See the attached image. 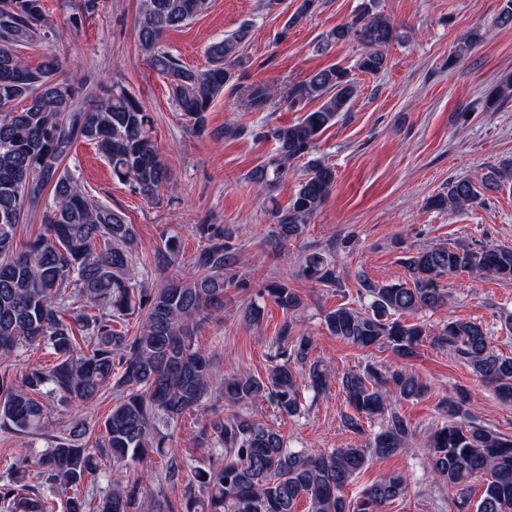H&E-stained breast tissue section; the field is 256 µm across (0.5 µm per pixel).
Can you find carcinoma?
<instances>
[{
	"label": "carcinoma",
	"instance_id": "1",
	"mask_svg": "<svg viewBox=\"0 0 512 512\" xmlns=\"http://www.w3.org/2000/svg\"><path fill=\"white\" fill-rule=\"evenodd\" d=\"M315 0H294L296 8L284 22L285 38L312 9ZM208 8V0H142L136 31L150 65L169 80L178 109L206 127V114L233 80L243 63L242 49L250 30H238L207 47L209 66L189 68L161 46L166 31L188 24ZM55 34L45 0H0V360L31 345L53 355V365H32L17 380L0 374V425L21 435L41 436L47 448L29 473L30 463L10 467L0 485V512H87L80 496L87 477H94L103 460L112 458L110 489L94 506L96 512H137L149 502V512H385L388 504L409 494L410 478L390 474L350 499L344 490L375 458L410 452L415 430L391 408L420 397L425 386L417 376L393 366L374 363L341 377V389L352 413L345 428L365 435L364 420L384 417L363 446H346L318 454L287 446L280 431L251 415L253 404L269 398L283 419L300 414L298 383L316 394L329 388L331 373L310 360L313 340L295 334L292 316L301 298L287 284L271 282L266 293L286 313L274 346V365L264 378L239 371L224 379L227 414L205 421L198 444L219 452L220 462L199 468L184 480V461L167 445L162 429L181 421L213 393L214 362L195 345L194 336L206 324L221 319L224 289L247 291L250 283L235 273L231 232L216 224H198L206 245L194 256V276L176 272L151 290L139 286L132 264L136 233L123 213L93 200L62 164L73 146L94 144L112 171L147 200L158 197L169 180V169L152 135L153 120L139 98L119 86L105 87L98 97L79 100V78L65 71L56 56L30 66L20 48ZM401 33L373 3L339 24L317 43L326 54L339 42L357 41L363 53L355 68L377 74L387 67L385 49ZM358 86L347 68L329 66L313 72L289 92L293 106L315 101L319 106L297 123L263 132L276 143L274 159L253 168L249 182L268 192L277 188L288 166L310 155L319 134L332 125L356 96ZM268 100L261 87L245 90L243 106L258 109ZM512 177V161L491 167L476 184L455 181L448 194L429 200V207L465 210L484 202L483 192ZM336 183V169L310 161L305 179L288 207L273 211L270 243L283 246L303 233ZM52 201H43L46 190ZM42 210V231L17 248L20 224ZM181 242L167 238L151 256L153 267L165 273L179 264ZM409 278L401 282L359 279L365 309L343 304L325 315V326L336 338L361 349L387 347L397 358L412 360L423 340L450 349L472 369L478 382L492 388L504 403L512 402V356L499 354L482 324L448 319L440 329L399 317L448 304L439 280L466 272L474 278L512 283V248L457 242L452 246H419L404 255ZM298 275L313 285L334 286L335 266L313 252ZM96 314H89L90 310ZM136 313L139 332L128 336L114 323ZM123 396L103 419L104 434L95 451L83 447L88 428L73 422L52 432L47 405L54 401L90 402L108 385ZM469 394L459 389L444 403L445 420L424 443L423 471L455 490L452 504L469 512V484L483 479L476 512H512V437L475 422L466 409ZM167 460L153 482L145 478L151 455ZM180 488L175 500L169 490Z\"/></svg>",
	"mask_w": 512,
	"mask_h": 512
}]
</instances>
